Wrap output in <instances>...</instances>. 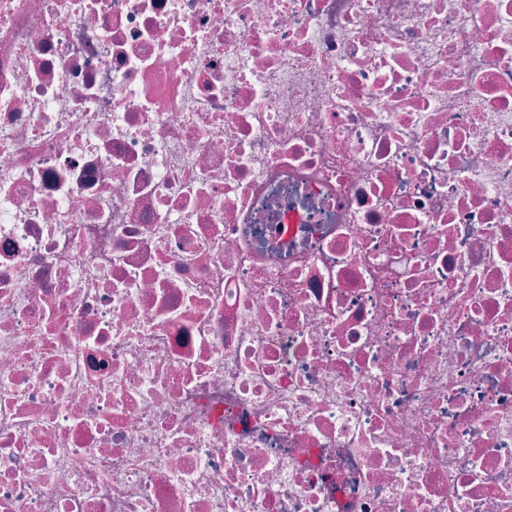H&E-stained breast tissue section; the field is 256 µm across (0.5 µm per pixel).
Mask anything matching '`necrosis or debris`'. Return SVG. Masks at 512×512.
Wrapping results in <instances>:
<instances>
[{
  "label": "necrosis or debris",
  "instance_id": "4bbe7bcc",
  "mask_svg": "<svg viewBox=\"0 0 512 512\" xmlns=\"http://www.w3.org/2000/svg\"><path fill=\"white\" fill-rule=\"evenodd\" d=\"M0 512H512V0H0Z\"/></svg>",
  "mask_w": 512,
  "mask_h": 512
}]
</instances>
